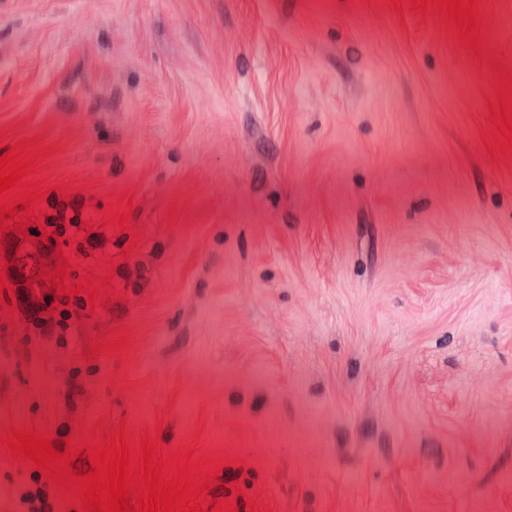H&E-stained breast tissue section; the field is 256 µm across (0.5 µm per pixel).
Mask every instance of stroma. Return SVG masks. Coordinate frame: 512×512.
Masks as SVG:
<instances>
[{
    "instance_id": "1",
    "label": "stroma",
    "mask_w": 512,
    "mask_h": 512,
    "mask_svg": "<svg viewBox=\"0 0 512 512\" xmlns=\"http://www.w3.org/2000/svg\"><path fill=\"white\" fill-rule=\"evenodd\" d=\"M479 8L477 55L385 0H0L30 222L128 217L41 269L98 288L65 343L0 299V435L159 428L239 512H512V0ZM35 473L0 446V512Z\"/></svg>"
}]
</instances>
